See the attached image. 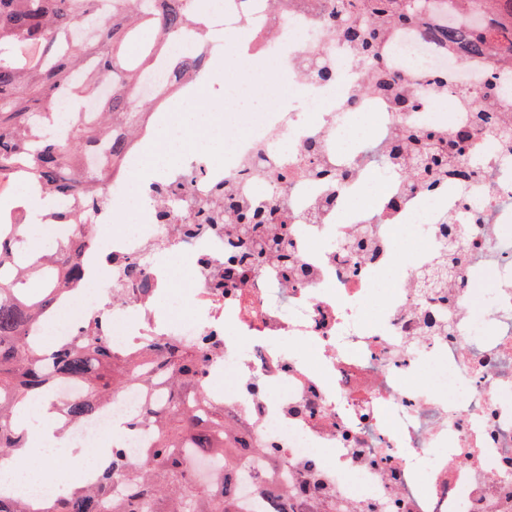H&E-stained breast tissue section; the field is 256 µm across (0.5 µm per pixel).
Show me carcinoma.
I'll use <instances>...</instances> for the list:
<instances>
[{
    "mask_svg": "<svg viewBox=\"0 0 512 512\" xmlns=\"http://www.w3.org/2000/svg\"><path fill=\"white\" fill-rule=\"evenodd\" d=\"M303 2L327 34L341 35L363 60L375 63L383 56L388 31L420 23L425 6V0H336V9L327 11L324 0ZM507 2L509 8L496 25L473 30L458 24L439 33L440 40L512 59V0ZM145 28L155 31L157 44L131 60L127 47ZM175 41L192 45L169 61L177 75L189 79L206 65L205 29L192 0H0V177L20 174L51 198L56 221L79 226L75 240L52 255L24 237L22 224L14 230L25 242V252L0 243V457H13L22 445L15 410L41 391L53 393L58 379L83 386L75 400H54L56 410L73 425L96 418L114 394L129 387L147 392L161 387L166 393L127 423L129 429L144 426L152 433L136 459H128L121 441L114 440L95 482L36 504L0 493V512H327L323 503L330 495L315 462L306 463L308 477L297 492L270 495L250 507L238 497L232 472L252 449L239 443L242 425L224 422V408L205 397L204 362L214 344L197 347L148 337L137 354H117L105 336L104 320L93 314L74 336L53 348L31 345L30 330L45 324L63 296L80 285L84 257L95 248L87 211L101 206L116 185L113 172L89 164L88 157L101 146L114 156L127 150L129 137L160 100L139 95L141 79ZM75 69L84 71L76 86L67 82ZM103 79L115 82L102 104L104 120L92 124L77 117L71 137L58 141L52 133L55 99L78 100ZM366 90L386 97L398 112L419 106L418 97L400 92L384 67H376ZM473 125L452 136L402 127L374 145L373 158L380 166L399 167L410 192L450 174L469 178L474 175L469 155L474 133L508 142V130L490 110L478 112ZM217 195L224 198V207L201 204L199 213L203 221L234 235L224 253V286L246 280L271 252L280 258L283 274L294 277L285 227L288 202L282 191L262 205H241L230 189ZM468 261L450 246L448 256L421 278L427 279V287L440 288ZM120 277L132 286L125 299H142L151 292L140 260L124 262ZM259 455L263 491L284 477L283 460L276 448H262Z\"/></svg>",
    "mask_w": 512,
    "mask_h": 512,
    "instance_id": "carcinoma-1",
    "label": "carcinoma"
}]
</instances>
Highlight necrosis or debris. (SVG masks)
<instances>
[{
  "label": "necrosis or debris",
  "instance_id": "4bbe7bcc",
  "mask_svg": "<svg viewBox=\"0 0 512 512\" xmlns=\"http://www.w3.org/2000/svg\"><path fill=\"white\" fill-rule=\"evenodd\" d=\"M203 8L219 50H236L244 30L247 53L261 60L207 77L224 88V135L233 144L220 160L185 148L175 167L140 178L141 149L125 156V190L91 222L133 207L140 216L102 240L95 258L106 281L119 261L147 259L152 292L133 309L83 288L80 300L65 298L48 327L33 329L35 344L72 336L92 313L105 315L112 346L123 353L145 336L186 343L214 337L221 352L205 363L209 399L247 426L253 447L280 448L289 482L314 458L345 512L369 505L376 512H512V165L498 140L478 133L470 145L478 177L407 194L397 171L364 160L367 144L392 137L404 122L445 133L470 125L484 107V84L511 79L512 62L434 39L430 28L477 16L475 7L448 0L427 12L426 27L395 29L387 44V67L421 101L401 118L386 98L365 92L370 65L326 35L301 0H203ZM311 59L335 68V86L313 80ZM435 72L447 73V83L433 85ZM283 79L287 104L258 106L256 94ZM146 82L170 107L147 135L169 140L183 116L178 79L161 64ZM111 90L102 82L79 109L57 99L55 137L69 138L76 115L97 118ZM310 138L322 142L324 165L351 172L342 188L311 173L302 153ZM263 160L288 171L290 238L307 273L284 284L271 260L227 293L215 285L223 232L187 239L179 228L197 201L228 184L248 202L267 201L269 191L257 188ZM190 169L202 177L183 184ZM401 193L403 206L391 208ZM445 225L452 237H443ZM450 244L488 257L491 287L472 265L458 269L443 292L422 287L421 271ZM478 297L489 321L472 311ZM222 376L230 385H217ZM144 400L135 387L115 395L110 412L75 429L76 444L95 448L111 437L112 421Z\"/></svg>",
  "mask_w": 512,
  "mask_h": 512
}]
</instances>
